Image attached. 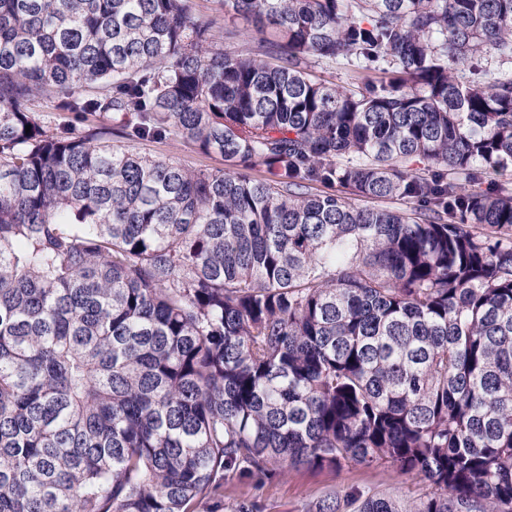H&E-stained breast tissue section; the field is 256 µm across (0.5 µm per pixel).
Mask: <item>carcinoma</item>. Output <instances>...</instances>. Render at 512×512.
Listing matches in <instances>:
<instances>
[{
  "label": "carcinoma",
  "instance_id": "obj_1",
  "mask_svg": "<svg viewBox=\"0 0 512 512\" xmlns=\"http://www.w3.org/2000/svg\"><path fill=\"white\" fill-rule=\"evenodd\" d=\"M486 57L512 0H224L222 31L190 0H0V512H197L379 463L425 492L311 512H512ZM169 136L224 167L126 145Z\"/></svg>",
  "mask_w": 512,
  "mask_h": 512
}]
</instances>
